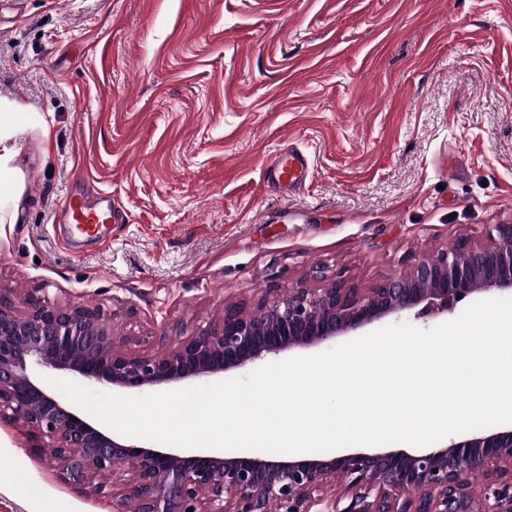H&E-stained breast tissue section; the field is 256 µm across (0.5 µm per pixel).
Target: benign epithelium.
<instances>
[{
	"mask_svg": "<svg viewBox=\"0 0 512 512\" xmlns=\"http://www.w3.org/2000/svg\"><path fill=\"white\" fill-rule=\"evenodd\" d=\"M404 263L366 291L337 278L284 295L270 288L252 311L226 305L218 322L154 355L124 351L125 339L101 323L99 307L28 299L19 313L0 292V420L23 423L27 450L52 459L61 480L112 496V512H512V425L411 452L187 455L133 443L35 374L40 368L87 388L136 394L222 378L395 314L452 312L472 296L512 292V222L490 225L483 241L463 239ZM125 465L132 479L115 496L102 477Z\"/></svg>",
	"mask_w": 512,
	"mask_h": 512,
	"instance_id": "1",
	"label": "benign epithelium"
}]
</instances>
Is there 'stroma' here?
I'll list each match as a JSON object with an SVG mask.
<instances>
[{"mask_svg": "<svg viewBox=\"0 0 512 512\" xmlns=\"http://www.w3.org/2000/svg\"><path fill=\"white\" fill-rule=\"evenodd\" d=\"M0 289L155 354L316 269L371 288L512 221V0H0ZM301 188L268 183L285 143ZM127 220L79 250L58 213ZM0 424V512H112ZM11 104L8 102L0 103V173L3 175L4 169L7 167L8 161L13 157L15 151L13 145L8 147L6 143L16 138L25 125L43 124L44 120L34 114L26 113L18 117L11 112ZM123 216L124 210L120 204L113 199L112 205V195L95 200L84 196H72L64 202L59 227L68 244L72 246L76 241L69 224H94L89 227L95 229V235H98L107 229L104 223L122 224Z\"/></svg>", "mask_w": 512, "mask_h": 512, "instance_id": "35a3bbf8", "label": "stroma"}]
</instances>
